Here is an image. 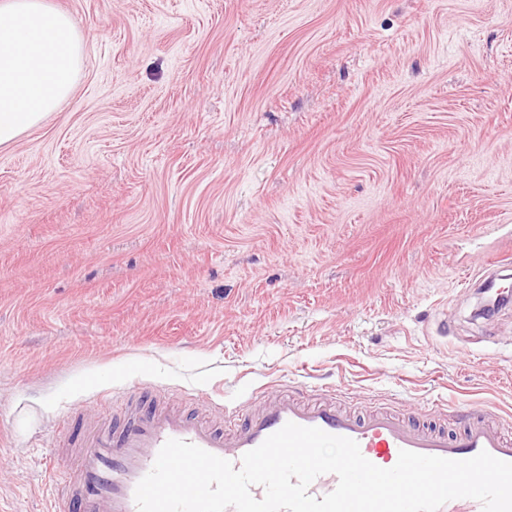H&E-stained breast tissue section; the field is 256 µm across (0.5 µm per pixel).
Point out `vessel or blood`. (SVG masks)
Segmentation results:
<instances>
[{
  "instance_id": "1",
  "label": "vessel or blood",
  "mask_w": 512,
  "mask_h": 512,
  "mask_svg": "<svg viewBox=\"0 0 512 512\" xmlns=\"http://www.w3.org/2000/svg\"><path fill=\"white\" fill-rule=\"evenodd\" d=\"M224 417L218 424L154 400H129L120 424L83 428L80 449L50 512H138L135 488L167 440L195 444L237 466L246 452L289 422L353 439L362 455L381 468L393 467L403 449L454 460L485 451L512 462V436L485 414L470 417L451 433L399 411L362 413L329 394L304 400L283 391L262 396L248 409L225 408Z\"/></svg>"
}]
</instances>
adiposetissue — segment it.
I'll return each mask as SVG.
<instances>
[{
    "instance_id": "obj_1",
    "label": "adipose tissue",
    "mask_w": 512,
    "mask_h": 512,
    "mask_svg": "<svg viewBox=\"0 0 512 512\" xmlns=\"http://www.w3.org/2000/svg\"><path fill=\"white\" fill-rule=\"evenodd\" d=\"M82 57L69 13L50 0H0V147L73 93Z\"/></svg>"
}]
</instances>
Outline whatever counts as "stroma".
I'll use <instances>...</instances> for the list:
<instances>
[{
  "instance_id": "stroma-1",
  "label": "stroma",
  "mask_w": 512,
  "mask_h": 512,
  "mask_svg": "<svg viewBox=\"0 0 512 512\" xmlns=\"http://www.w3.org/2000/svg\"><path fill=\"white\" fill-rule=\"evenodd\" d=\"M76 88L0 148V502L74 410L315 385L512 434V0H50Z\"/></svg>"
}]
</instances>
